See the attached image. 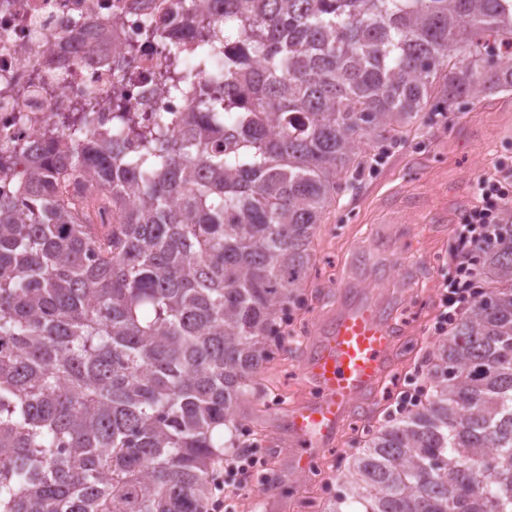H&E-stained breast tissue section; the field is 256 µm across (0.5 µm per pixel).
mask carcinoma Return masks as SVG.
<instances>
[{"mask_svg": "<svg viewBox=\"0 0 512 512\" xmlns=\"http://www.w3.org/2000/svg\"><path fill=\"white\" fill-rule=\"evenodd\" d=\"M181 2L191 56L141 38L167 91L210 75L193 111L115 102L99 132L90 101L0 163V512H206L362 147L408 138L439 85L450 109L512 91V0ZM471 256L426 395L310 512H512L511 204Z\"/></svg>", "mask_w": 512, "mask_h": 512, "instance_id": "cac0c4a2", "label": "carcinoma"}]
</instances>
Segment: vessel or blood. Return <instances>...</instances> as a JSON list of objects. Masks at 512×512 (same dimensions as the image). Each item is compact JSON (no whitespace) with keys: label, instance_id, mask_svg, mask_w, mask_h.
Listing matches in <instances>:
<instances>
[{"label":"vessel or blood","instance_id":"obj_1","mask_svg":"<svg viewBox=\"0 0 512 512\" xmlns=\"http://www.w3.org/2000/svg\"><path fill=\"white\" fill-rule=\"evenodd\" d=\"M394 344L384 310L370 302L345 307L328 323L325 338L303 365L317 392L287 417L288 436L297 448L295 472H306L334 444L357 401L378 385Z\"/></svg>","mask_w":512,"mask_h":512}]
</instances>
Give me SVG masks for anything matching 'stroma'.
I'll use <instances>...</instances> for the list:
<instances>
[{"label": "stroma", "mask_w": 512, "mask_h": 512, "mask_svg": "<svg viewBox=\"0 0 512 512\" xmlns=\"http://www.w3.org/2000/svg\"><path fill=\"white\" fill-rule=\"evenodd\" d=\"M487 176L512 181V94L499 93L444 114L421 112L407 141L339 191L314 240L317 262L305 302L292 311L298 331L258 376L249 427L268 456L269 483L240 492L239 512H303L316 493L290 466L294 451L284 419L316 387L302 371L320 322L363 298L385 306L395 346L379 385L345 420L321 460L335 475L340 453L353 447L357 429L386 419V389L405 384L439 335L444 280L457 272L445 261L455 224L479 206L473 184Z\"/></svg>", "instance_id": "35a3bbf8"}]
</instances>
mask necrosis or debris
Here are the masks:
<instances>
[{
	"label": "necrosis or debris",
	"mask_w": 512,
	"mask_h": 512,
	"mask_svg": "<svg viewBox=\"0 0 512 512\" xmlns=\"http://www.w3.org/2000/svg\"><path fill=\"white\" fill-rule=\"evenodd\" d=\"M0 0V152L29 146L59 128L68 112L95 96V122L112 125L113 100L139 112L177 115L188 97L158 87L161 53L126 51L139 38L147 13H164L177 27L179 0Z\"/></svg>",
	"instance_id": "1"
}]
</instances>
